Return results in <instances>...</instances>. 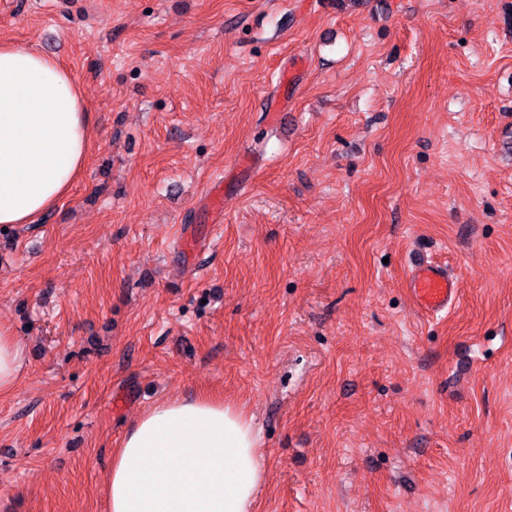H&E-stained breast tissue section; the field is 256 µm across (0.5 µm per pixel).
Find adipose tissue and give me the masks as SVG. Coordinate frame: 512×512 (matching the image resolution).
I'll return each instance as SVG.
<instances>
[{"instance_id":"ef3b65f1","label":"adipose tissue","mask_w":512,"mask_h":512,"mask_svg":"<svg viewBox=\"0 0 512 512\" xmlns=\"http://www.w3.org/2000/svg\"><path fill=\"white\" fill-rule=\"evenodd\" d=\"M92 125L55 58L0 45V225L31 224L78 181ZM25 352L0 324V395ZM253 419L223 399L172 398L145 411L112 456L110 512H254L265 473Z\"/></svg>"}]
</instances>
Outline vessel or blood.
<instances>
[{
	"mask_svg": "<svg viewBox=\"0 0 512 512\" xmlns=\"http://www.w3.org/2000/svg\"><path fill=\"white\" fill-rule=\"evenodd\" d=\"M408 287L415 304L430 314L447 311L458 299V283L447 268L430 260L412 264Z\"/></svg>",
	"mask_w": 512,
	"mask_h": 512,
	"instance_id": "b4317fda",
	"label": "vessel or blood"
}]
</instances>
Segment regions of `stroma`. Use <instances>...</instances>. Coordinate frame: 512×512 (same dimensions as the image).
Segmentation results:
<instances>
[{"label": "stroma", "mask_w": 512, "mask_h": 512, "mask_svg": "<svg viewBox=\"0 0 512 512\" xmlns=\"http://www.w3.org/2000/svg\"><path fill=\"white\" fill-rule=\"evenodd\" d=\"M1 42L95 138L0 232V512H108L138 415L205 393L253 418L256 512H512V0H0ZM408 287L415 304L430 314L448 311L459 297L457 280L448 268L430 260L411 265ZM25 352L6 324H0V395L9 393L23 370Z\"/></svg>", "instance_id": "35a3bbf8"}]
</instances>
